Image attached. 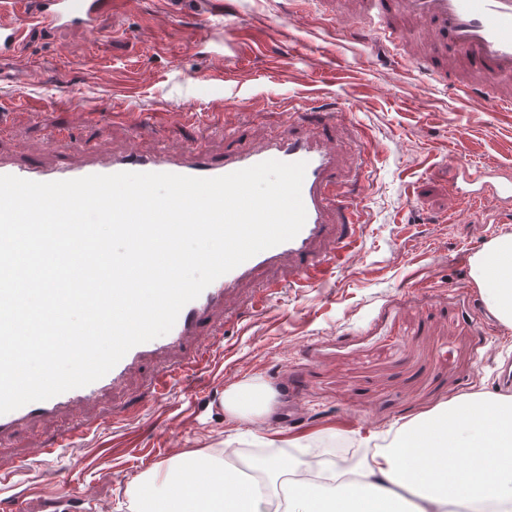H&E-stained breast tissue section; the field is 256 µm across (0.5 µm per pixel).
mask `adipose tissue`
<instances>
[{
  "label": "adipose tissue",
  "instance_id": "1",
  "mask_svg": "<svg viewBox=\"0 0 512 512\" xmlns=\"http://www.w3.org/2000/svg\"><path fill=\"white\" fill-rule=\"evenodd\" d=\"M487 308L512 328V233L492 239L472 269ZM276 394L246 381L224 394L231 417L264 420ZM233 449L190 452L173 460L164 482L145 474L131 489L133 512H405L403 492L419 496L416 512H448L454 501L494 500L512 510V397H462L418 422L360 462L356 482L340 484L330 463L284 455L245 475Z\"/></svg>",
  "mask_w": 512,
  "mask_h": 512
}]
</instances>
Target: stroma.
Wrapping results in <instances>:
<instances>
[{
  "label": "stroma",
  "mask_w": 512,
  "mask_h": 512,
  "mask_svg": "<svg viewBox=\"0 0 512 512\" xmlns=\"http://www.w3.org/2000/svg\"><path fill=\"white\" fill-rule=\"evenodd\" d=\"M292 0H126L93 32H30L0 70V157L82 163L103 153L205 144L224 150L276 134L292 112L357 106L335 137L364 213L359 250L319 288L284 291L244 322L217 314L194 349L202 376L157 399L168 360L145 364L119 390L0 437V476L28 492L32 512L66 492L83 512H129L128 492L184 452L249 450L265 438L293 456L339 458L361 439L392 433L452 400L499 395L512 328L490 312L472 277L476 255L512 233V205L486 197L472 216L450 165L512 176V114L458 98L402 66L362 22L316 13L289 22ZM110 102L122 118L95 112ZM371 148L359 166L357 146ZM256 379L278 407L266 422L199 411L191 396ZM77 443L51 461L37 447Z\"/></svg>",
  "instance_id": "obj_1"
}]
</instances>
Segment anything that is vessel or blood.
<instances>
[{"label":"vessel or blood","instance_id":"1","mask_svg":"<svg viewBox=\"0 0 512 512\" xmlns=\"http://www.w3.org/2000/svg\"><path fill=\"white\" fill-rule=\"evenodd\" d=\"M358 19L382 42L401 46V62L448 84L459 96H480L485 109L512 112V0H349ZM114 6L113 0H20L17 9L0 16V57L15 53L26 25L89 30ZM408 18L410 27L390 25L392 16ZM295 125L258 145L241 150L225 144L223 153L205 146L189 151L127 150L94 154L83 164L48 166L34 160L19 164L0 158V175L51 182L92 174L124 171L174 173L212 178L267 160L306 164L302 200L307 218L292 240L266 249L210 284L180 312L165 335L132 348L104 377L87 386L33 402L0 415V436L34 419L53 417L88 403L123 385L144 362L186 352L188 343L213 327L219 308L244 300L252 314L263 313L286 288H314L332 271L345 267L359 246L362 211L339 200L341 159L334 145L335 125L329 114L294 113ZM282 270L281 279L261 292L245 293L263 270ZM202 353L189 354L178 373L159 376L157 397L172 390L178 374L207 365Z\"/></svg>","mask_w":512,"mask_h":512}]
</instances>
